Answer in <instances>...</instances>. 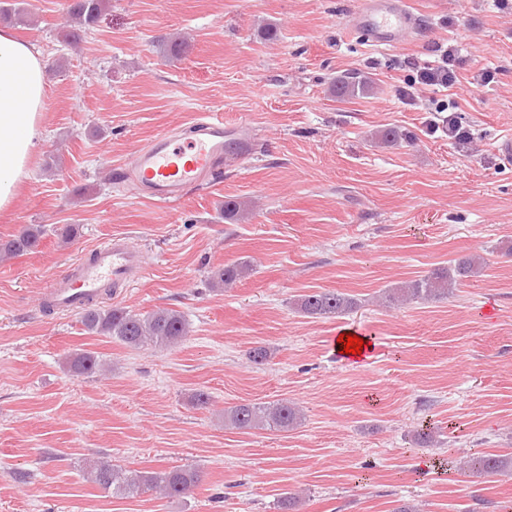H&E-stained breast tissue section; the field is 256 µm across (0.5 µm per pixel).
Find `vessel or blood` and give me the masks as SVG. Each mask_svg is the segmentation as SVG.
Returning <instances> with one entry per match:
<instances>
[{"mask_svg":"<svg viewBox=\"0 0 512 512\" xmlns=\"http://www.w3.org/2000/svg\"><path fill=\"white\" fill-rule=\"evenodd\" d=\"M353 23L383 47L398 46L414 27L406 0H359ZM250 148L222 119L204 115L180 132L150 139L117 174L145 199L172 204L191 187L219 178L225 166L238 162ZM142 264V252L116 235L80 262L73 275L54 279L49 291L57 307L76 311L106 284L123 287Z\"/></svg>","mask_w":512,"mask_h":512,"instance_id":"1","label":"vessel or blood"}]
</instances>
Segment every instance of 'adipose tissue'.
Instances as JSON below:
<instances>
[{"label": "adipose tissue", "mask_w": 512, "mask_h": 512, "mask_svg": "<svg viewBox=\"0 0 512 512\" xmlns=\"http://www.w3.org/2000/svg\"><path fill=\"white\" fill-rule=\"evenodd\" d=\"M44 65L38 53L0 27V211L10 209L40 137Z\"/></svg>", "instance_id": "1"}]
</instances>
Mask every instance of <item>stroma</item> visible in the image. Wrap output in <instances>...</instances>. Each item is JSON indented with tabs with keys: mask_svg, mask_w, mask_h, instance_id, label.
<instances>
[{
	"mask_svg": "<svg viewBox=\"0 0 512 512\" xmlns=\"http://www.w3.org/2000/svg\"><path fill=\"white\" fill-rule=\"evenodd\" d=\"M13 26L46 69L42 135L0 237L47 228L38 248L0 260V512H512V475L461 469L474 452H512V0H408L420 28L399 47L373 45L351 20L357 0H109L75 47L56 30L68 0H22ZM277 32L267 38L266 29ZM179 36L178 59L160 50ZM457 44L459 82L397 89ZM493 83L482 86L483 70ZM368 79L339 98L341 76ZM457 105L470 138L431 132L435 107ZM223 118L252 152L175 205L133 195L114 175L155 135L196 113ZM402 140L381 144L376 131ZM228 200L245 214H224ZM74 224L78 234H60ZM145 264L108 297L136 313L181 311L174 348L131 349L86 332L77 312H45L49 281L112 235ZM471 255L485 265L447 298L402 306L386 289ZM249 261L228 288L207 276ZM358 301L312 318L292 303L313 291ZM360 332L369 358H337L333 336ZM271 350L256 365L248 353ZM90 351L102 368L73 373ZM209 405L192 403L197 390ZM283 400L288 431L238 430L227 407ZM439 443L417 448L416 430ZM136 470L198 468L185 498L116 494L93 462Z\"/></svg>",
	"mask_w": 512,
	"mask_h": 512,
	"instance_id": "1",
	"label": "stroma"
}]
</instances>
